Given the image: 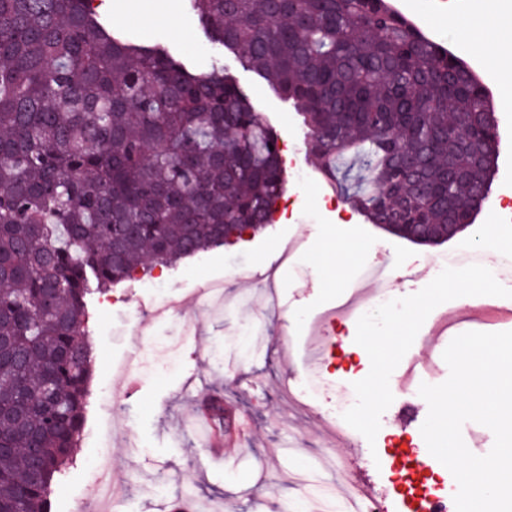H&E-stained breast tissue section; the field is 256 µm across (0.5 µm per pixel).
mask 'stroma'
Instances as JSON below:
<instances>
[{"label": "stroma", "mask_w": 512, "mask_h": 512, "mask_svg": "<svg viewBox=\"0 0 512 512\" xmlns=\"http://www.w3.org/2000/svg\"><path fill=\"white\" fill-rule=\"evenodd\" d=\"M96 11L114 28L145 42L158 41L189 59L198 68L221 62L245 89L257 112L278 138L280 147H298L297 168L311 177L299 180L288 169L285 196L299 199L290 218L266 227L234 246L211 248L165 270L137 272L134 279L104 296H94L88 322L95 363L91 395L80 443L73 463L55 487L53 512H70L86 495L88 464L97 452L95 431L101 420L115 427L112 435V472L130 505V512H162L174 501L217 502L223 512H274L277 500L305 493L343 494L348 486L369 485L375 494H389V468H377L372 434L388 423L405 426L415 445H422L420 428L428 414L426 401L402 393L389 382L377 403L362 401L354 416L363 432L346 446H329L312 428V413L286 407L281 393L285 374L304 381L315 408L339 400L336 391H324L307 379L303 369V337L294 339V361L284 366L275 347L292 324H304L333 304L337 290L315 281L306 257L292 267H281L275 291L243 278L242 273L270 264L279 244L290 237L305 239L308 248L323 240L364 243L366 262L387 263L391 272L425 264L466 244L498 245L512 235V223H492L479 213L474 229L431 246L413 244L353 214L351 223H333L322 213L323 195L330 183L317 169L307 149L308 131L294 109L271 83L245 69L239 54L216 43L205 33L187 0H94ZM454 0H404L398 10L419 30L451 51L471 68H478L483 52L462 43L448 25ZM364 261V262H365ZM223 282V307L198 305L163 321L150 320L151 344L135 332L141 317L135 306L152 310L164 300L192 299L207 283ZM406 303L425 301L409 335L401 337L403 354L425 360L423 326L444 309L456 319L462 305L454 292L438 289L431 281L401 283ZM132 364L136 389L126 393L118 366ZM223 394L250 424L255 441L228 449L216 461L205 455L190 428L194 397L180 394L188 377ZM346 463L345 472H321L324 456Z\"/></svg>", "instance_id": "1"}]
</instances>
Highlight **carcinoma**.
<instances>
[{"instance_id": "1", "label": "carcinoma", "mask_w": 512, "mask_h": 512, "mask_svg": "<svg viewBox=\"0 0 512 512\" xmlns=\"http://www.w3.org/2000/svg\"><path fill=\"white\" fill-rule=\"evenodd\" d=\"M299 112L371 224H467L500 150L487 89L388 0H188ZM285 184L215 62L112 29L91 0H0V512H51L85 423L88 298L260 231Z\"/></svg>"}]
</instances>
